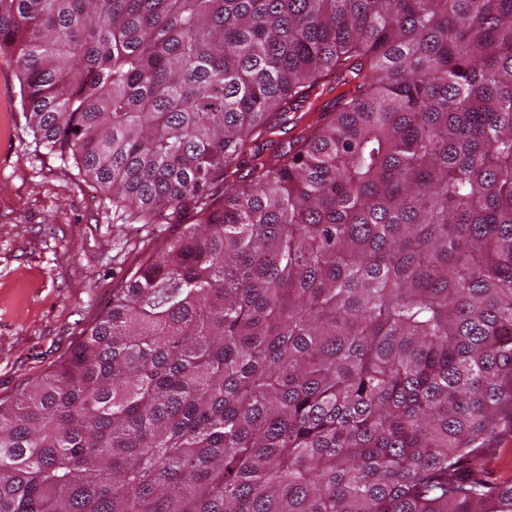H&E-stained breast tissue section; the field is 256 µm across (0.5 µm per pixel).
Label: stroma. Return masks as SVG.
<instances>
[{"instance_id": "35a3bbf8", "label": "stroma", "mask_w": 512, "mask_h": 512, "mask_svg": "<svg viewBox=\"0 0 512 512\" xmlns=\"http://www.w3.org/2000/svg\"><path fill=\"white\" fill-rule=\"evenodd\" d=\"M0 136V399L66 360L112 289L175 224H140L74 164L44 154L18 112Z\"/></svg>"}]
</instances>
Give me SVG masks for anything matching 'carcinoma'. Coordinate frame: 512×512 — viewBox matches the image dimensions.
<instances>
[{
  "mask_svg": "<svg viewBox=\"0 0 512 512\" xmlns=\"http://www.w3.org/2000/svg\"><path fill=\"white\" fill-rule=\"evenodd\" d=\"M0 58L46 154L195 218L0 401V512H512V0H0ZM327 80H331V82L325 84L324 86L320 87L318 91L314 92L311 99L303 104V107L299 109V111L295 114V112H288L286 115V119L288 120L280 129L276 130L275 134H272L270 136H266L264 138H259L257 141H255V144L250 145L247 148V155L242 156L241 160L244 161V173H246L247 167L250 165L252 158L251 154L255 152H261L263 148V155L266 157L268 156L274 148L277 146H280L285 143V146H287V142L291 140L293 136L298 134L301 130H303L305 127H307L309 124H311L320 114V112H307L310 104L315 101V99L319 95H323V97L326 98V102L332 99L336 96V92H338L343 87H338L337 89L329 92L331 86H336V83H334L333 77H328ZM308 113L302 120L298 122V125L294 127V123L298 117H300L302 114ZM269 140L275 141L274 144L272 143V146H270ZM254 147H256L254 149ZM488 456L490 479L499 483L512 482V433H506L494 440Z\"/></svg>",
  "mask_w": 512,
  "mask_h": 512,
  "instance_id": "1",
  "label": "carcinoma"
}]
</instances>
